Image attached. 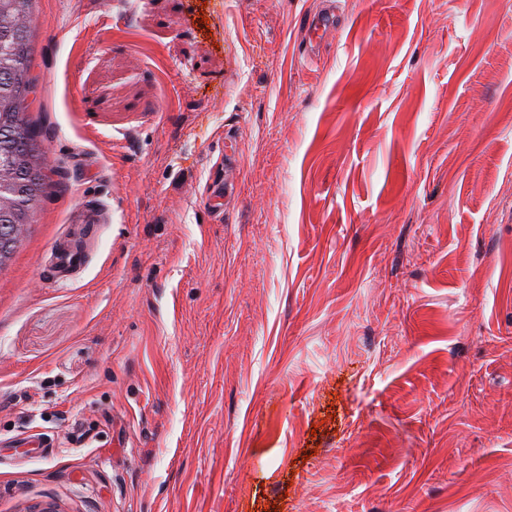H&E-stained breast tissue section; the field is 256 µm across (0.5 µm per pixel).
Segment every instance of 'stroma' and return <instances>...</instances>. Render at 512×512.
Returning <instances> with one entry per match:
<instances>
[{
    "instance_id": "obj_1",
    "label": "stroma",
    "mask_w": 512,
    "mask_h": 512,
    "mask_svg": "<svg viewBox=\"0 0 512 512\" xmlns=\"http://www.w3.org/2000/svg\"><path fill=\"white\" fill-rule=\"evenodd\" d=\"M319 2L42 0L0 512H512V0ZM336 29V16L333 11L325 10L314 14L307 22L305 31L310 44L320 43L324 34L332 33ZM16 446L24 448L20 457L23 459H42L48 456L46 448H56V444L53 441H48L43 433H32L21 437L17 442Z\"/></svg>"
}]
</instances>
